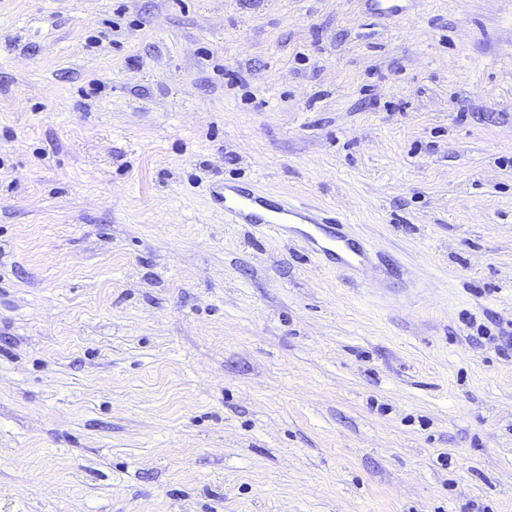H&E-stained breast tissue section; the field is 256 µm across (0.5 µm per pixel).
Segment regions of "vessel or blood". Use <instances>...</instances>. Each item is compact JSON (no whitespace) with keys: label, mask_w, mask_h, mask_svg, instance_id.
Listing matches in <instances>:
<instances>
[{"label":"vessel or blood","mask_w":512,"mask_h":512,"mask_svg":"<svg viewBox=\"0 0 512 512\" xmlns=\"http://www.w3.org/2000/svg\"><path fill=\"white\" fill-rule=\"evenodd\" d=\"M216 198L224 205L225 219L233 224H259L276 235L283 234L292 224L312 225V232L303 236L306 246L326 259H335L337 218L332 209L314 213L304 204L290 200L273 204L263 194L233 185L221 187Z\"/></svg>","instance_id":"b4317fda"}]
</instances>
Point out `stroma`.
<instances>
[{"label": "stroma", "instance_id": "stroma-1", "mask_svg": "<svg viewBox=\"0 0 512 512\" xmlns=\"http://www.w3.org/2000/svg\"><path fill=\"white\" fill-rule=\"evenodd\" d=\"M0 512H512V0H0ZM369 9L378 16L402 17L407 15V9L404 2H414L413 0H362ZM215 197L224 205V218L233 224H261L266 231L281 235L288 230V224H312L314 233L303 234L308 248L328 260H336V241H342L337 236L335 224L340 220L331 208H322L318 214H313L303 203L281 201L271 204L264 194L252 189L224 185L220 191H215Z\"/></svg>", "mask_w": 512, "mask_h": 512}]
</instances>
